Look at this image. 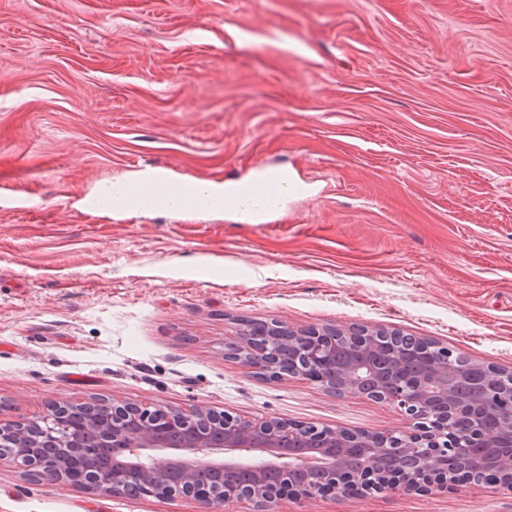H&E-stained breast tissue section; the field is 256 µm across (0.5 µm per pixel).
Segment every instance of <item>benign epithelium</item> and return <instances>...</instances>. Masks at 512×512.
Returning <instances> with one entry per match:
<instances>
[{"label":"benign epithelium","instance_id":"obj_1","mask_svg":"<svg viewBox=\"0 0 512 512\" xmlns=\"http://www.w3.org/2000/svg\"><path fill=\"white\" fill-rule=\"evenodd\" d=\"M382 342L415 350L431 368L410 375L394 360L372 361ZM224 356L270 380L299 378L338 396L388 404L409 427L380 437L278 417L244 420L201 406L172 414L116 399L89 407L80 424L75 404L58 401L34 417L0 421V465L64 488L71 483L68 464L56 449L90 435L108 459L81 472L77 484L89 493L120 496L123 484L138 478L143 495L191 499L197 512H226L244 502L273 512L288 497L415 491L484 479L512 489L511 371L490 367L482 388L461 396L436 368L453 363L446 347L380 328L302 330L279 319L253 337L234 328Z\"/></svg>","mask_w":512,"mask_h":512}]
</instances>
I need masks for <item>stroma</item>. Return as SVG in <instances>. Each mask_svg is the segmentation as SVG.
Returning <instances> with one entry per match:
<instances>
[{"instance_id": "stroma-1", "label": "stroma", "mask_w": 512, "mask_h": 512, "mask_svg": "<svg viewBox=\"0 0 512 512\" xmlns=\"http://www.w3.org/2000/svg\"><path fill=\"white\" fill-rule=\"evenodd\" d=\"M150 166L304 191L257 224L100 199ZM241 318L398 328L512 371V0H0V419L105 397L407 429L226 359ZM195 510L0 467V512ZM278 512H512V491ZM288 172L278 168L263 171L262 176L256 180L252 190L267 199L272 206L278 201L284 187V179Z\"/></svg>"}]
</instances>
